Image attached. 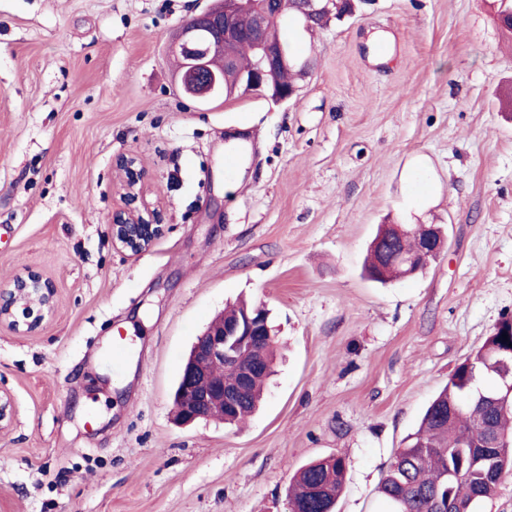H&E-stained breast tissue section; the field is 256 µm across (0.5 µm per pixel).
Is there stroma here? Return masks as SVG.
Masks as SVG:
<instances>
[{
    "label": "stroma",
    "instance_id": "35a3bbf8",
    "mask_svg": "<svg viewBox=\"0 0 512 512\" xmlns=\"http://www.w3.org/2000/svg\"><path fill=\"white\" fill-rule=\"evenodd\" d=\"M355 3L302 37L296 98L204 106L169 41L207 0H0V286L31 267L58 291L36 335L0 327V512H288L329 456L335 512H390L397 451L512 315V35L492 0ZM129 153L166 226L137 255L109 231ZM386 222L444 225L447 248L371 281ZM240 298L269 311L263 401L179 425L183 360ZM345 482V463L330 456L304 465L288 489L290 512H334Z\"/></svg>",
    "mask_w": 512,
    "mask_h": 512
}]
</instances>
